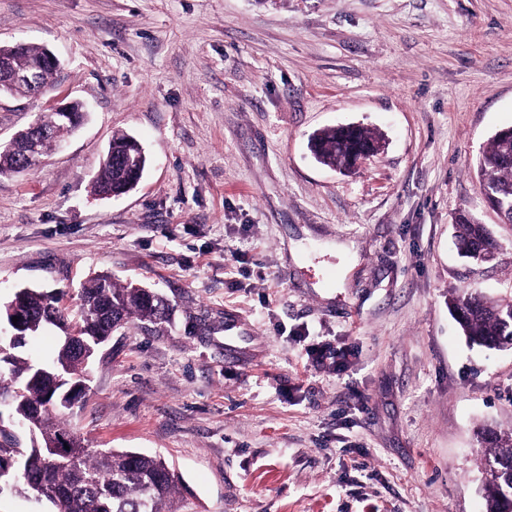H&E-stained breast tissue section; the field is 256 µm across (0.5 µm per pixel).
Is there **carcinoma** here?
<instances>
[{
  "mask_svg": "<svg viewBox=\"0 0 512 512\" xmlns=\"http://www.w3.org/2000/svg\"><path fill=\"white\" fill-rule=\"evenodd\" d=\"M17 67L40 66L52 86V67L44 63L40 47L20 44L10 51ZM80 103L72 112H46L41 121L47 127L76 128ZM379 137L358 128L345 135L342 128L330 127L311 140L312 151L328 166L347 168L349 151L359 146H375ZM512 145L493 136L479 158L482 183L499 198L503 214L512 219ZM146 156L133 137L112 136L95 190L102 194H123L140 179ZM18 154L0 148V175L22 174ZM458 252L473 259L482 251L498 247L485 225L462 210L457 217ZM80 323L72 325L58 306V298L36 290L14 294L9 305L21 310L33 325L21 329L23 336L6 345L0 354V412L34 428L36 440L19 446L12 434L0 430V471L9 472L11 492L50 503L54 512H181L177 494L178 476L167 462L153 455L108 450L97 454L82 446L79 436L64 422L68 408L59 406L74 381H87L89 366L112 333L137 319L162 323L168 318L166 300L149 288L119 285L101 274L81 289ZM448 306L455 313L470 343L491 348L512 336V301L502 302L461 289L451 294ZM52 324L64 339L53 360L32 361L20 348L26 339ZM70 436L72 448L58 453L61 435ZM484 458H497L502 471L485 477L482 491L485 512H512V431L485 426L478 432Z\"/></svg>",
  "mask_w": 512,
  "mask_h": 512,
  "instance_id": "obj_1",
  "label": "carcinoma"
}]
</instances>
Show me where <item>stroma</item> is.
<instances>
[{
  "label": "stroma",
  "mask_w": 512,
  "mask_h": 512,
  "mask_svg": "<svg viewBox=\"0 0 512 512\" xmlns=\"http://www.w3.org/2000/svg\"><path fill=\"white\" fill-rule=\"evenodd\" d=\"M54 52L34 113L91 110L36 170L0 177V306L76 317L98 274L169 322L99 351L67 421L91 452L163 456L184 512H484L477 431L512 429V349L472 346L457 288L512 299V223L477 163L512 127V0H0V44ZM385 148L344 173L311 135ZM148 162L92 181L115 133ZM468 209L500 245L458 254ZM379 142V137L366 128L359 127L347 136L341 127H330L318 131L311 140V146L321 163L346 169L349 150L364 145L374 147Z\"/></svg>",
  "instance_id": "1"
}]
</instances>
